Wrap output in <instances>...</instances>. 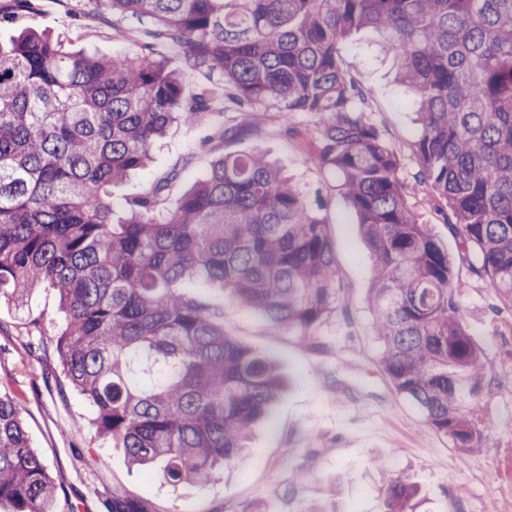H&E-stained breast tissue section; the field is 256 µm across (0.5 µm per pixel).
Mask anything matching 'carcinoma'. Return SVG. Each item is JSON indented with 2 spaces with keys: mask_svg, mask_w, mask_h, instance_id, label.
Instances as JSON below:
<instances>
[{
  "mask_svg": "<svg viewBox=\"0 0 512 512\" xmlns=\"http://www.w3.org/2000/svg\"><path fill=\"white\" fill-rule=\"evenodd\" d=\"M138 50L110 56L33 28L0 40V297L56 289L60 364L128 462L172 486L202 485L240 457L284 389L276 363L224 329L190 288H217L303 334L340 302L336 245L301 191L263 153L212 159L171 208L167 185L121 204L112 187L151 162L177 121L211 110L184 93L164 44L244 109L318 118L307 160L329 168L371 253L366 302L396 391L463 454L483 437L472 414L483 353L463 321L448 250L408 198L428 186L471 269L512 303V0H89ZM0 0V16L37 10ZM374 31L415 108L413 183L365 118L367 93L339 47ZM56 485L21 411L0 394V501L50 512ZM400 473L387 512H414Z\"/></svg>",
  "mask_w": 512,
  "mask_h": 512,
  "instance_id": "cac0c4a2",
  "label": "carcinoma"
}]
</instances>
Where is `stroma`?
<instances>
[{
	"instance_id": "obj_1",
	"label": "stroma",
	"mask_w": 512,
	"mask_h": 512,
	"mask_svg": "<svg viewBox=\"0 0 512 512\" xmlns=\"http://www.w3.org/2000/svg\"><path fill=\"white\" fill-rule=\"evenodd\" d=\"M83 9L78 15L69 0H41L38 13L1 21L0 37L34 28L103 55L133 49V42L113 40L92 4ZM376 39L368 29L355 33L343 44L340 63L366 90L364 116L399 155L400 175L411 182L420 168L418 127L405 89L393 80L392 59L377 50ZM219 120L234 131L220 145L206 143V123L174 124L154 145L148 168L115 196L138 194L175 170L179 177L168 191L174 201L213 156L264 152L325 222L336 243L343 301L301 336L272 333L260 314L210 291V300L224 308L225 327L270 355L287 386L271 429L255 434L243 460L212 474L203 487L175 490L161 475L132 467L111 438L99 435L88 401L60 365L56 335L64 316L57 291L36 288L23 308L0 300V392L18 405L31 445L57 485L52 512H112L116 496L144 502L150 512H307L314 505L321 512H387V489L399 473L419 489L417 512H512V304L462 258L432 190L410 197L409 205L447 248L460 314L484 352L485 388L474 418L485 448L468 455L433 430L381 368V344L364 303L372 260L357 215L335 174L307 159L316 118L298 112L285 120L261 109L227 112Z\"/></svg>"
}]
</instances>
